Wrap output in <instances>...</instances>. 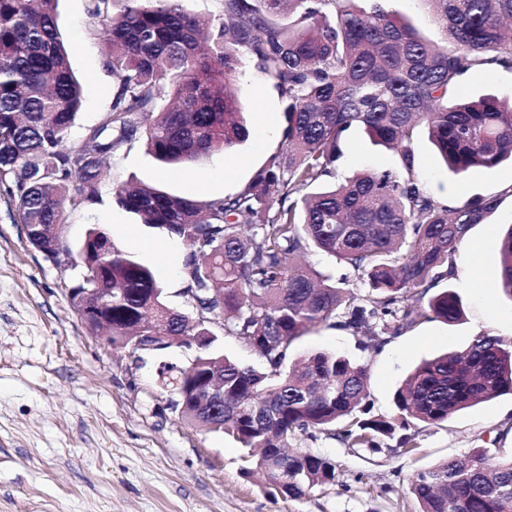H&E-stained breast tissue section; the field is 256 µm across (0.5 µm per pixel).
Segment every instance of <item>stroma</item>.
Here are the masks:
<instances>
[{"label":"stroma","mask_w":512,"mask_h":512,"mask_svg":"<svg viewBox=\"0 0 512 512\" xmlns=\"http://www.w3.org/2000/svg\"><path fill=\"white\" fill-rule=\"evenodd\" d=\"M88 0H59L58 25L72 48L71 62L83 87L80 125L98 121L112 103L113 78L106 69L104 43L86 24ZM250 128L273 122L264 143L240 146L236 174L224 179L223 154L200 162L211 172L207 184L188 174L168 176L142 145L115 155L112 179L154 185L175 194L203 198L239 192L282 147L285 115L270 81L254 64L236 78ZM464 97L491 93L512 100V71L470 68L462 77ZM416 171L429 195L448 208L480 196L495 208L472 225L439 281L461 298L455 323L427 320L388 337L377 349H362L358 337L338 328H318L302 338L295 354L340 353L369 365L366 404L370 417L396 421V391L423 360L461 350L472 336L487 332L512 341V297L498 288L501 238L512 228V162L476 169L460 177L438 159L427 136L415 145ZM396 155L373 144L363 131L336 169L344 180L365 168L393 169ZM122 225L116 246L153 264L165 301L182 307L186 273L170 276L158 264L155 246L165 237L112 200L103 188L99 204L69 211L63 238L77 248L93 225ZM80 280L76 267L46 261L27 241L6 197L0 195V512H418L410 478L421 467L472 449L491 454L512 449V395L463 410L438 425L396 430L380 440L377 453L351 452L321 434L299 445L336 464L335 484L291 499L275 493L259 468L245 470L243 450L219 432L189 425L169 401L158 377L162 363L188 366L192 355L177 349L134 363L91 334L77 315L69 291ZM415 437L420 452L398 454L403 435Z\"/></svg>","instance_id":"obj_1"}]
</instances>
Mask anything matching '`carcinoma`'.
Here are the masks:
<instances>
[{
  "label": "carcinoma",
  "mask_w": 512,
  "mask_h": 512,
  "mask_svg": "<svg viewBox=\"0 0 512 512\" xmlns=\"http://www.w3.org/2000/svg\"><path fill=\"white\" fill-rule=\"evenodd\" d=\"M184 0H89L88 26H105L112 104L71 139L81 106L57 0H0V193L21 224L47 225L63 250L67 212L101 201L112 157L141 143L169 168L229 155L250 131L233 88L245 62L266 74L285 114L283 148L238 193L203 199L150 185H112V200L165 237L183 241L199 304L224 320V335L257 354L255 368L218 353L220 337L164 301L151 267L118 248L101 226L77 253L82 288L112 289L114 348L136 336H206L193 366L173 373L181 417L222 432L250 462L259 448H288L325 433L348 448L380 450L395 432L365 420L368 367L345 355L291 362L299 340L320 327L349 330L378 347L420 322H454L450 289L422 304L439 269L493 202L450 210L415 171L422 131L446 166L465 176L512 160V106L493 95L461 100L473 66L512 70V0H424L443 34L431 42L392 10V0H220L201 20ZM392 150L397 169H363L331 183L351 133ZM315 249L339 261L336 277L296 259ZM364 288L360 292L357 287ZM499 289L512 297V227L501 244ZM224 363V414L191 404L211 363ZM512 394V346L489 333L461 351L420 363L395 399L400 427L437 425ZM276 492L299 499L336 482L319 454H268ZM420 512H512V455L490 462L475 448L417 470Z\"/></svg>",
  "instance_id": "obj_1"
}]
</instances>
